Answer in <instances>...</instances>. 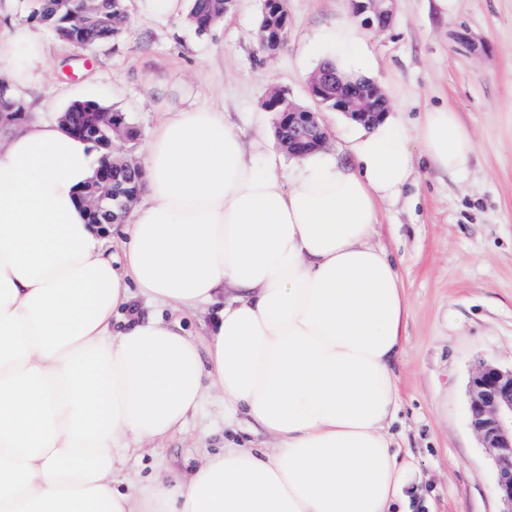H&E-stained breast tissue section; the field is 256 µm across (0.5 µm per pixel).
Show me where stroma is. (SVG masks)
<instances>
[{
  "label": "stroma",
  "mask_w": 512,
  "mask_h": 512,
  "mask_svg": "<svg viewBox=\"0 0 512 512\" xmlns=\"http://www.w3.org/2000/svg\"><path fill=\"white\" fill-rule=\"evenodd\" d=\"M127 4L124 34L89 50L42 28L50 71L34 97L45 119L91 99L125 113L145 139L161 112L195 97L224 107L246 138H256L271 88L312 106L308 79L319 64L300 47L351 13V0H286L287 44L268 56L257 39L262 0H237L223 26L204 34L183 18L151 15L146 0ZM367 38L376 80L409 122L445 106L475 140L461 180L433 170L412 140L416 179L381 204L372 238L394 257L411 306L393 430L413 457L412 509L499 512L493 462L468 423L467 389L481 362L512 365V0H455L445 12L436 0H396L392 26ZM137 302L206 345L209 307ZM270 444L245 416L225 421L223 396L208 391L180 430L131 449L113 484L123 490L182 477L225 447Z\"/></svg>",
  "instance_id": "obj_1"
}]
</instances>
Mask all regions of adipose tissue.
<instances>
[{"mask_svg":"<svg viewBox=\"0 0 512 512\" xmlns=\"http://www.w3.org/2000/svg\"><path fill=\"white\" fill-rule=\"evenodd\" d=\"M305 51L351 80L378 68L345 20ZM45 75L40 30L0 27L11 95ZM414 137L433 168L468 174L473 136L445 107L414 127L392 110L348 160L318 150L284 177L224 111L183 102L149 136L117 260L78 201L90 142L57 120L0 125V512H409L391 425L410 306L371 238L411 180ZM138 294L214 307L207 346L143 317ZM208 385L274 447L114 489L130 443L167 437Z\"/></svg>","mask_w":512,"mask_h":512,"instance_id":"obj_1","label":"adipose tissue"}]
</instances>
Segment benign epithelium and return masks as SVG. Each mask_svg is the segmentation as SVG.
<instances>
[{"label":"benign epithelium","instance_id":"obj_1","mask_svg":"<svg viewBox=\"0 0 512 512\" xmlns=\"http://www.w3.org/2000/svg\"><path fill=\"white\" fill-rule=\"evenodd\" d=\"M98 0H77V7L70 13L65 40L82 44L84 18L98 10ZM353 16L361 24L375 31L391 26L395 0H351ZM275 8L278 21L264 28L259 35L260 49L274 55L282 50L288 38L286 16L281 9L282 0H267ZM308 92L316 105L340 112L352 121L369 126L380 120L389 109V99L382 87L374 81L345 82L337 75L319 72L311 76ZM268 99L284 106L276 130L279 146L288 154L299 150L317 151L325 147L328 130L320 120L319 111L285 102L279 88L273 87ZM122 117L117 113L98 112L95 117V134L111 142L117 138L129 141L122 133ZM103 198L88 196L85 210L91 223L104 226L99 221ZM469 425L478 436L482 447L488 449L495 466V489L501 508L499 512H512V367L505 368L494 362H483L471 375L468 384Z\"/></svg>","mask_w":512,"mask_h":512}]
</instances>
